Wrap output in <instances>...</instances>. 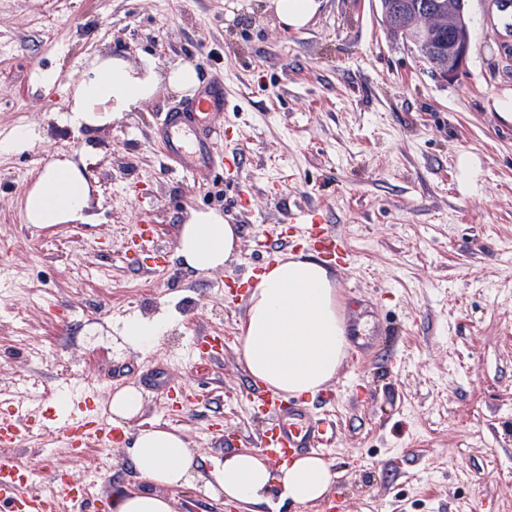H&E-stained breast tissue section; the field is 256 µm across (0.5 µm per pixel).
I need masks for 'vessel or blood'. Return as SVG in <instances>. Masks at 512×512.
Listing matches in <instances>:
<instances>
[{
    "instance_id": "vessel-or-blood-1",
    "label": "vessel or blood",
    "mask_w": 512,
    "mask_h": 512,
    "mask_svg": "<svg viewBox=\"0 0 512 512\" xmlns=\"http://www.w3.org/2000/svg\"><path fill=\"white\" fill-rule=\"evenodd\" d=\"M224 110V82L211 81L200 94L167 112L155 132L167 157L174 159L185 172L196 171L201 161L208 159L216 142L224 135L223 127L213 119ZM323 262L343 268L354 265L353 255L340 235L324 237L320 251ZM250 392L258 406L261 419L259 447L270 460L278 462L319 450L327 428L295 400L287 398L259 383H251ZM63 430L74 443L92 442L111 446L115 439L112 425L94 417L84 397L73 401L70 411L61 417L43 421L38 410L18 412L10 409L0 414V446L10 448L32 431L49 433ZM27 468L10 458H0V512H67L76 499H88V486L71 487L60 480L53 481L48 493L31 490Z\"/></svg>"
}]
</instances>
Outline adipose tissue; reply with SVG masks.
Wrapping results in <instances>:
<instances>
[{
    "instance_id": "ef3b65f1",
    "label": "adipose tissue",
    "mask_w": 512,
    "mask_h": 512,
    "mask_svg": "<svg viewBox=\"0 0 512 512\" xmlns=\"http://www.w3.org/2000/svg\"><path fill=\"white\" fill-rule=\"evenodd\" d=\"M157 80L156 63L149 57L135 70L120 59L94 60L88 77L72 85V104L63 120L79 128L100 108L131 111L153 95ZM87 199L79 170L52 163L27 195L26 218L33 224H55L81 212ZM237 241L235 228L223 217L198 213L181 229L179 254L190 267L211 271L231 260ZM239 331L250 375L293 396L316 394L331 382L347 344L333 278L319 261L292 256L279 259L260 276ZM133 448V468L144 486L114 493L112 512H173L162 488L194 482L212 497L238 503L263 504L275 487L281 498L313 504L328 493L334 479L320 456L297 457L274 468L250 450L214 460L205 474L185 436L160 426L138 429Z\"/></svg>"
}]
</instances>
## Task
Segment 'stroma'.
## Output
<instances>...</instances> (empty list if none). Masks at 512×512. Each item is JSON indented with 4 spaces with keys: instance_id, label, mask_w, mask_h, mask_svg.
I'll list each match as a JSON object with an SVG mask.
<instances>
[{
    "instance_id": "1",
    "label": "stroma",
    "mask_w": 512,
    "mask_h": 512,
    "mask_svg": "<svg viewBox=\"0 0 512 512\" xmlns=\"http://www.w3.org/2000/svg\"><path fill=\"white\" fill-rule=\"evenodd\" d=\"M272 0H0V408L10 396L56 412L65 393L97 412L126 387L142 397L120 443L80 455L63 437L10 448L47 492L54 477L114 494L133 486L135 426L173 427L201 466L257 445L244 393L250 380L235 280L264 262L265 245L295 236L288 206L319 208L356 258L334 269L341 314L350 295L375 301L394 345L377 340L342 359L313 414L336 423L320 455L335 474L315 505L270 492L269 503L221 504L193 486L165 487L174 512H512V18L494 0H468L472 51L452 78L392 37L378 0H322L310 24L284 30ZM155 60L154 95L138 109L79 128L61 121L68 88L90 60ZM191 63L199 82L224 79L219 167L180 171L154 141L165 112L186 99L167 75ZM53 72L44 86L41 76ZM77 166L88 202L42 226L23 205L45 167ZM26 177H18V170ZM167 252L146 270L131 252L141 212ZM238 231L224 267L201 273L178 255L191 212ZM43 255L40 265L31 249ZM164 318L147 352L123 331ZM224 339L206 363L195 337Z\"/></svg>"
}]
</instances>
